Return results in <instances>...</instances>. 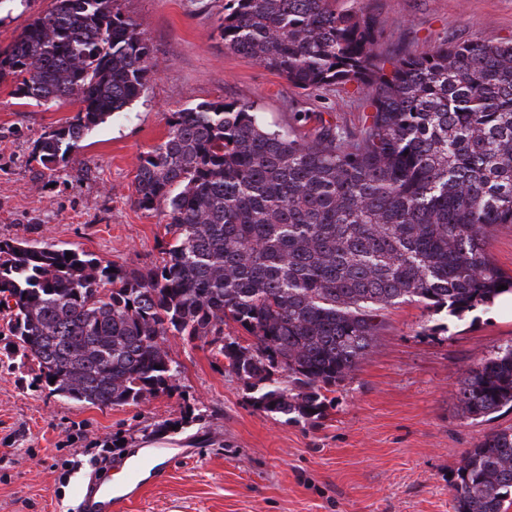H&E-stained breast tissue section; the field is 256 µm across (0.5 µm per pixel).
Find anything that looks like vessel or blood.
Instances as JSON below:
<instances>
[{
  "label": "vessel or blood",
  "mask_w": 512,
  "mask_h": 512,
  "mask_svg": "<svg viewBox=\"0 0 512 512\" xmlns=\"http://www.w3.org/2000/svg\"><path fill=\"white\" fill-rule=\"evenodd\" d=\"M154 468V455L145 454L132 462L119 483L108 479L80 483L73 490L76 512H121L143 488L144 474Z\"/></svg>",
  "instance_id": "b4317fda"
}]
</instances>
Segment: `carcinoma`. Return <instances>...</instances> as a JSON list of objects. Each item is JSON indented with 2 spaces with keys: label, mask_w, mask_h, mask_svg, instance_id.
Instances as JSON below:
<instances>
[{
  "label": "carcinoma",
  "mask_w": 512,
  "mask_h": 512,
  "mask_svg": "<svg viewBox=\"0 0 512 512\" xmlns=\"http://www.w3.org/2000/svg\"><path fill=\"white\" fill-rule=\"evenodd\" d=\"M115 2L53 0L0 50L13 96L77 104L33 145L48 170L68 166L155 71L140 24ZM216 30L224 49L296 88L360 84L365 122L303 138L263 124L251 101L171 113L134 182L139 208L163 216L162 260L113 269L1 239L9 354L50 393L105 408L170 393L179 364L161 341L185 336L224 358L257 409L318 418L388 308L415 301L460 319L512 293L489 249L512 224V43L387 58L369 7L336 0H224ZM232 325L247 338L224 332ZM456 398L472 421L512 411V345L465 369ZM451 492L454 512H506L512 427L466 452Z\"/></svg>",
  "instance_id": "obj_1"
}]
</instances>
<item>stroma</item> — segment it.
<instances>
[{"mask_svg":"<svg viewBox=\"0 0 512 512\" xmlns=\"http://www.w3.org/2000/svg\"><path fill=\"white\" fill-rule=\"evenodd\" d=\"M385 55L473 38L512 41V0H368ZM224 0H117L154 49L145 94L94 128L64 170L31 159L35 140L75 113L30 106L0 85V239L80 249L123 268L161 257L164 225L138 207V158L167 133L170 113L203 102H255L263 122L296 135L319 124L354 132L365 113L356 83L300 90L225 51ZM52 0H0V49ZM512 345V316L480 307L457 319L406 302L389 308L371 355L332 394L323 418L258 410L252 392L201 341L168 337L181 373L171 393L96 408L37 386L0 349V512H72L92 473L121 479L139 450L168 453L126 512H453L451 475L512 412L464 418V369ZM174 422V430L156 427ZM122 447H113V440Z\"/></svg>","mask_w":512,"mask_h":512,"instance_id":"1","label":"stroma"}]
</instances>
